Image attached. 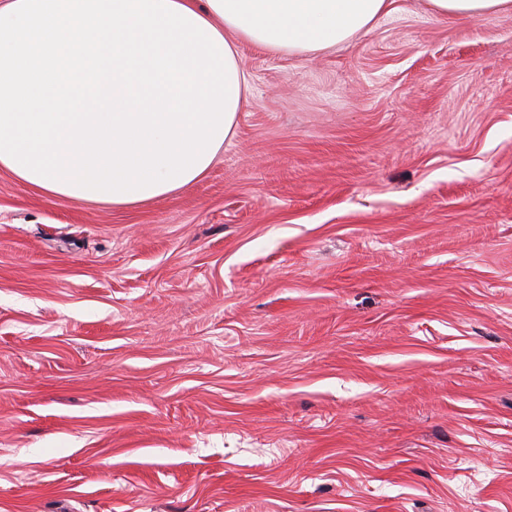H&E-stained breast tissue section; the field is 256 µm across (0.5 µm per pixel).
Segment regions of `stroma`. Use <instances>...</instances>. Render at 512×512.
Masks as SVG:
<instances>
[{
	"label": "stroma",
	"instance_id": "35a3bbf8",
	"mask_svg": "<svg viewBox=\"0 0 512 512\" xmlns=\"http://www.w3.org/2000/svg\"><path fill=\"white\" fill-rule=\"evenodd\" d=\"M239 58L173 194L0 172V512H512V14Z\"/></svg>",
	"mask_w": 512,
	"mask_h": 512
}]
</instances>
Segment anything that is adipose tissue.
Listing matches in <instances>:
<instances>
[{
    "label": "adipose tissue",
    "mask_w": 512,
    "mask_h": 512,
    "mask_svg": "<svg viewBox=\"0 0 512 512\" xmlns=\"http://www.w3.org/2000/svg\"><path fill=\"white\" fill-rule=\"evenodd\" d=\"M206 20L237 54L247 41L276 53L309 55L350 41L388 15L390 0H177ZM441 16L486 19L512 13V0H428Z\"/></svg>",
    "instance_id": "ef3b65f1"
}]
</instances>
